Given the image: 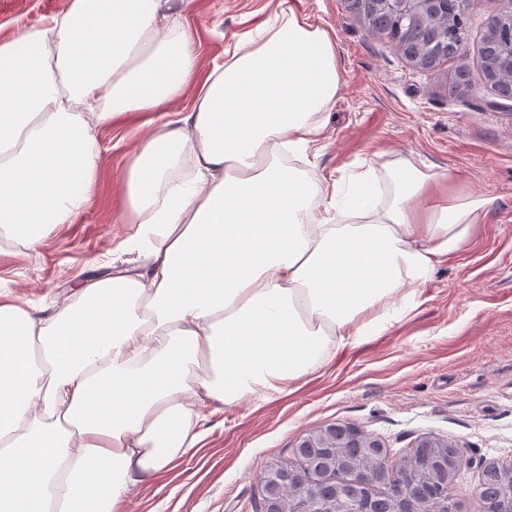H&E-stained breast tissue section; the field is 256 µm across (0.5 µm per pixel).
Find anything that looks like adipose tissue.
Wrapping results in <instances>:
<instances>
[{
	"label": "adipose tissue",
	"instance_id": "1",
	"mask_svg": "<svg viewBox=\"0 0 512 512\" xmlns=\"http://www.w3.org/2000/svg\"><path fill=\"white\" fill-rule=\"evenodd\" d=\"M191 2L70 0L0 42L1 240L38 249L87 205L94 126L142 114L147 129L119 263L50 313L0 293V512H116L207 414L269 400L414 311L488 204L405 166L380 210L367 177L347 196L280 164L341 83L335 40L292 0L168 113L198 70Z\"/></svg>",
	"mask_w": 512,
	"mask_h": 512
}]
</instances>
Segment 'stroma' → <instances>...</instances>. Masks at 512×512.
Wrapping results in <instances>:
<instances>
[{
	"mask_svg": "<svg viewBox=\"0 0 512 512\" xmlns=\"http://www.w3.org/2000/svg\"><path fill=\"white\" fill-rule=\"evenodd\" d=\"M70 0H0V40L64 13ZM336 40L343 82L316 143L284 162L315 181L351 183L369 172L380 203L393 173L414 166L449 196L480 194L487 212L466 248L418 289L420 306L388 330L336 350L269 401L207 416L202 440L156 477L132 487L118 512H256L266 472L297 463L310 433L357 426L410 454L424 436L467 459L454 479L457 512H478L485 467L512 463V101L489 84L459 87L456 61L423 70L384 35H369L348 0H294ZM276 0H193L182 23L194 36L199 77L222 65L236 40L273 22ZM487 0H468L466 61L480 74ZM91 204L37 250L0 254V292L38 310L65 304L78 279L111 263L129 226L122 184L134 151L129 124L99 126Z\"/></svg>",
	"mask_w": 512,
	"mask_h": 512,
	"instance_id": "obj_1",
	"label": "stroma"
}]
</instances>
